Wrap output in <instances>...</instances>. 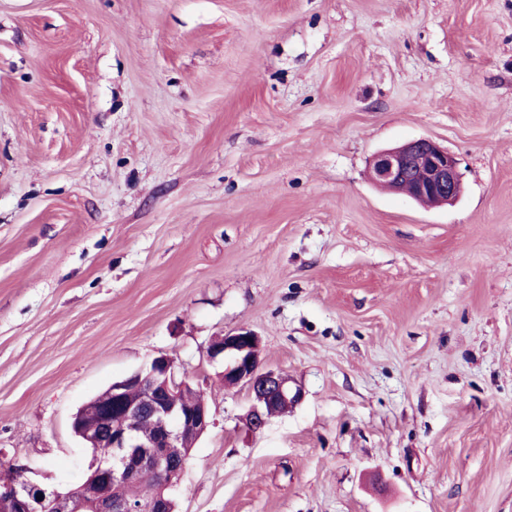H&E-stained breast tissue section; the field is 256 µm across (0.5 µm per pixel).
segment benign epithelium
<instances>
[{"instance_id":"7a95c632","label":"benign epithelium","mask_w":512,"mask_h":512,"mask_svg":"<svg viewBox=\"0 0 512 512\" xmlns=\"http://www.w3.org/2000/svg\"><path fill=\"white\" fill-rule=\"evenodd\" d=\"M417 170L422 176L414 179L411 174ZM368 176L372 183L403 192L419 203L429 198L435 207L452 205L463 193L457 157L426 138L374 153ZM207 354L222 364L224 388L248 389L251 405L244 421L251 432L262 430L280 407L294 408L304 399L300 386L293 387L285 375L263 368L260 339L250 330L216 338ZM190 386V378L178 373L172 355L154 357L146 367L112 383L107 400L94 412L93 428H86L80 416L72 421L73 432L87 447L99 449L92 481L68 493L49 491L32 482L19 487L4 467L0 469V503H13L14 512H39L44 505L49 512H173L166 483L145 501H134L129 491L144 470L162 479L183 473L187 457L175 449L197 443L211 425L205 405L182 403L180 392ZM132 387L144 390L141 399L129 398ZM118 414L146 417L153 424L154 437L141 441L135 430L115 420Z\"/></svg>"}]
</instances>
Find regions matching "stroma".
<instances>
[{"mask_svg":"<svg viewBox=\"0 0 512 512\" xmlns=\"http://www.w3.org/2000/svg\"><path fill=\"white\" fill-rule=\"evenodd\" d=\"M416 138L454 205L369 180ZM242 328L305 392L256 434ZM162 353L178 512H512V0H0V463L76 488Z\"/></svg>","mask_w":512,"mask_h":512,"instance_id":"35a3bbf8","label":"stroma"}]
</instances>
